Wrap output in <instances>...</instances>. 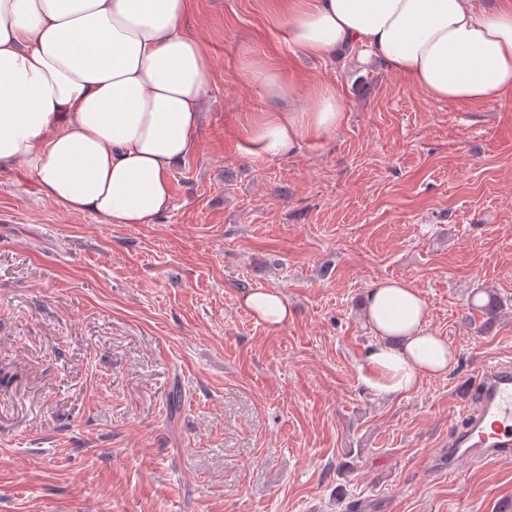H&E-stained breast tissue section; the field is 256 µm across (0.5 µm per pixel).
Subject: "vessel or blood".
<instances>
[{"instance_id":"b4317fda","label":"vessel or blood","mask_w":512,"mask_h":512,"mask_svg":"<svg viewBox=\"0 0 512 512\" xmlns=\"http://www.w3.org/2000/svg\"><path fill=\"white\" fill-rule=\"evenodd\" d=\"M512 458V365L500 363L478 375L462 425L448 441V471L471 460Z\"/></svg>"}]
</instances>
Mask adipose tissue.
<instances>
[{
  "label": "adipose tissue",
  "instance_id": "1",
  "mask_svg": "<svg viewBox=\"0 0 512 512\" xmlns=\"http://www.w3.org/2000/svg\"><path fill=\"white\" fill-rule=\"evenodd\" d=\"M188 0H0V168L24 165L40 195L112 224H151L171 203L170 171L195 149L211 60L185 27ZM292 53L381 60L429 98L495 104L512 96V0H287ZM268 106L247 151L274 160L326 144L346 120L330 83L298 109L297 82L251 70ZM272 327L288 322L274 290L243 295ZM376 343L364 382L393 398L456 362L427 324V302L403 279L367 291Z\"/></svg>",
  "mask_w": 512,
  "mask_h": 512
}]
</instances>
